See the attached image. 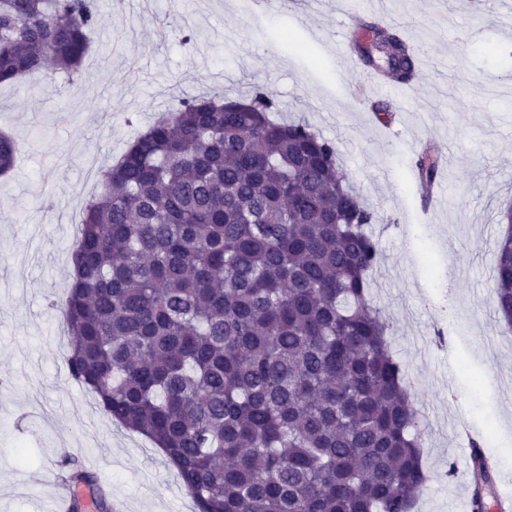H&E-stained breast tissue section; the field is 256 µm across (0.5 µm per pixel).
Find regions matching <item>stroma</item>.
Here are the masks:
<instances>
[{
    "mask_svg": "<svg viewBox=\"0 0 512 512\" xmlns=\"http://www.w3.org/2000/svg\"><path fill=\"white\" fill-rule=\"evenodd\" d=\"M383 8L419 50L407 98L331 45L344 0L304 17H260L244 0L173 13L169 0H105L106 20L75 81L52 72L0 87V131L19 144L0 176V512H49L67 466L96 472L126 512H194L164 456L115 423L68 372L57 321L77 223L108 165L179 99L261 90L283 120L336 145L340 169L374 211L382 260L372 292L391 348L417 380L423 463L434 479L415 512H459L450 433L480 437L512 493V328L495 309L501 218L512 207V35L470 0H362ZM449 153V193L421 216L417 151Z\"/></svg>",
    "mask_w": 512,
    "mask_h": 512,
    "instance_id": "stroma-1",
    "label": "stroma"
}]
</instances>
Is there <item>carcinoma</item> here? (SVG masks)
Masks as SVG:
<instances>
[{"mask_svg":"<svg viewBox=\"0 0 512 512\" xmlns=\"http://www.w3.org/2000/svg\"><path fill=\"white\" fill-rule=\"evenodd\" d=\"M101 0H0V86L81 72ZM365 65L403 83L416 49L363 26ZM276 103L193 96L102 171L71 254L67 367L148 438L196 512H414L424 436L370 275L374 212L334 143ZM17 141L0 132V175ZM422 181L440 178L434 156ZM511 224L496 312L512 324ZM473 465L493 470L478 442Z\"/></svg>","mask_w":512,"mask_h":512,"instance_id":"1","label":"carcinoma"}]
</instances>
